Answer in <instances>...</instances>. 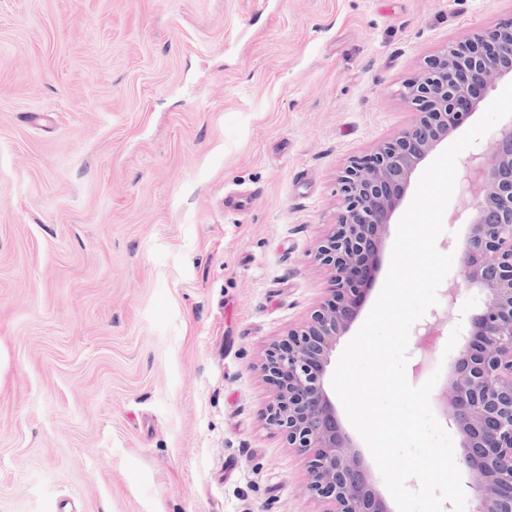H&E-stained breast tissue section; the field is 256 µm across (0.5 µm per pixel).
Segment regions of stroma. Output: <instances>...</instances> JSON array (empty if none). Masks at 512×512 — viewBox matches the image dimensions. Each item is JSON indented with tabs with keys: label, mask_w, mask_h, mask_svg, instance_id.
<instances>
[{
	"label": "stroma",
	"mask_w": 512,
	"mask_h": 512,
	"mask_svg": "<svg viewBox=\"0 0 512 512\" xmlns=\"http://www.w3.org/2000/svg\"><path fill=\"white\" fill-rule=\"evenodd\" d=\"M512 0H0V512H322L258 370L336 179ZM237 196V211L224 208ZM459 267L408 340L440 361ZM457 288L456 302L448 291Z\"/></svg>",
	"instance_id": "35a3bbf8"
}]
</instances>
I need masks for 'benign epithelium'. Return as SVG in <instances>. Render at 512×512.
<instances>
[{"label": "benign epithelium", "mask_w": 512, "mask_h": 512, "mask_svg": "<svg viewBox=\"0 0 512 512\" xmlns=\"http://www.w3.org/2000/svg\"><path fill=\"white\" fill-rule=\"evenodd\" d=\"M512 74V20L462 35L403 82L414 122L338 178L342 210L319 241L328 295L310 319L265 349L259 370L272 396L267 424L307 455L309 491L326 512H391L330 396L336 345L359 315L400 205L419 164L457 127L477 95ZM460 211H474L462 239L464 283L483 295L466 317L465 344L449 365L444 412L461 436L460 471L472 481L473 512H512V125L459 171Z\"/></svg>", "instance_id": "benign-epithelium-1"}]
</instances>
